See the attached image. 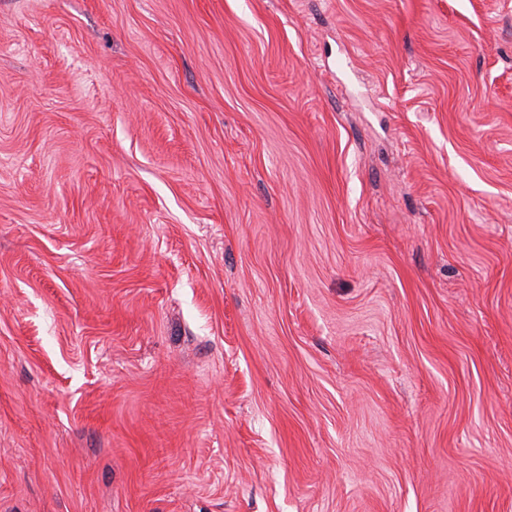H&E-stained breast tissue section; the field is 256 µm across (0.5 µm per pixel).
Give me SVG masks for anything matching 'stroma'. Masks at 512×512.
Segmentation results:
<instances>
[{
	"label": "stroma",
	"mask_w": 512,
	"mask_h": 512,
	"mask_svg": "<svg viewBox=\"0 0 512 512\" xmlns=\"http://www.w3.org/2000/svg\"><path fill=\"white\" fill-rule=\"evenodd\" d=\"M0 512H512V0H0Z\"/></svg>",
	"instance_id": "35a3bbf8"
}]
</instances>
